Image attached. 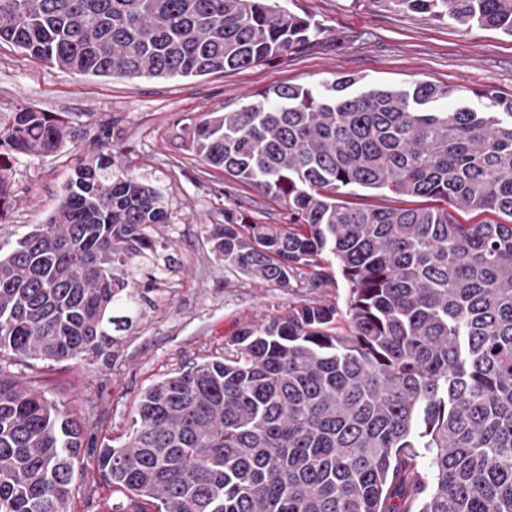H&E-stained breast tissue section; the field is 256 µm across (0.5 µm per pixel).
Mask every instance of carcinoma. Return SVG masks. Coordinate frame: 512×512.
<instances>
[{
    "label": "carcinoma",
    "instance_id": "obj_1",
    "mask_svg": "<svg viewBox=\"0 0 512 512\" xmlns=\"http://www.w3.org/2000/svg\"><path fill=\"white\" fill-rule=\"evenodd\" d=\"M512 36V0H392ZM321 33L275 0H0V44L49 67L128 79L245 70ZM280 85L236 112L184 125L186 150L288 210L286 224L224 211L218 260L313 291L348 286L346 309L300 303L243 325L224 355L142 394L127 440L93 472L115 512H512V99L435 103L459 89ZM66 113L20 107L0 129V220L10 159L79 137ZM82 159L44 224L0 244V512H71L89 423L10 367L107 363L139 290L125 264L169 223L157 188ZM440 199L511 218L339 199L357 191ZM342 317L345 327L336 325ZM430 474L415 471L417 449Z\"/></svg>",
    "mask_w": 512,
    "mask_h": 512
}]
</instances>
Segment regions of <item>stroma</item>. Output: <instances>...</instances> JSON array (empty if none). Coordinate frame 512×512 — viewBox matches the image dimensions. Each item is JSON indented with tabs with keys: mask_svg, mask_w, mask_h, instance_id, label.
<instances>
[{
	"mask_svg": "<svg viewBox=\"0 0 512 512\" xmlns=\"http://www.w3.org/2000/svg\"><path fill=\"white\" fill-rule=\"evenodd\" d=\"M290 12L320 23L321 33L304 51L241 71L188 79L98 78L50 68L0 45V128L20 107L67 112L85 124L77 146L39 156H16L10 164L16 206L0 222V241L12 242L29 225L45 223L61 201L78 157L111 144L116 170L161 190L169 224L156 229V252L133 261L129 271L140 293L141 319L112 350L109 364L80 360L15 365L27 379L38 371L56 399L89 419L83 461L104 434L129 427L141 394L161 376L224 350V340L241 325L264 315L286 313L304 300L344 308L347 285L310 291L258 282L216 259L208 227L224 212H248L264 224H284V206L249 186L233 185L218 169L201 172L179 136L186 119L202 112H234L254 96L281 85L320 88L342 77L359 87H407L430 82L459 87V103L479 109L478 93L490 89L512 98V37L476 25L403 9L392 0H282Z\"/></svg>",
	"mask_w": 512,
	"mask_h": 512,
	"instance_id": "35a3bbf8",
	"label": "stroma"
}]
</instances>
